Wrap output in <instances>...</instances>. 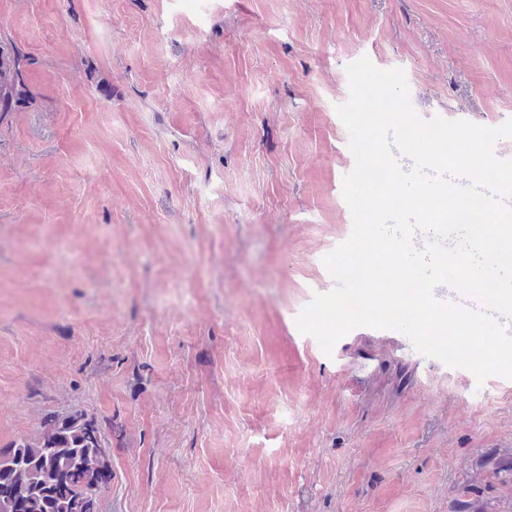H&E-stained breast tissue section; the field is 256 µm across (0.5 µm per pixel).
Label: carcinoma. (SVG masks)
<instances>
[{
  "label": "carcinoma",
  "instance_id": "cac0c4a2",
  "mask_svg": "<svg viewBox=\"0 0 512 512\" xmlns=\"http://www.w3.org/2000/svg\"><path fill=\"white\" fill-rule=\"evenodd\" d=\"M16 52H0V112L25 102L23 62ZM108 468L97 421L73 412L53 421L41 439L14 441L0 451V480L10 482L24 496V512H74L73 499L56 494L57 486L78 474L95 477Z\"/></svg>",
  "mask_w": 512,
  "mask_h": 512
}]
</instances>
